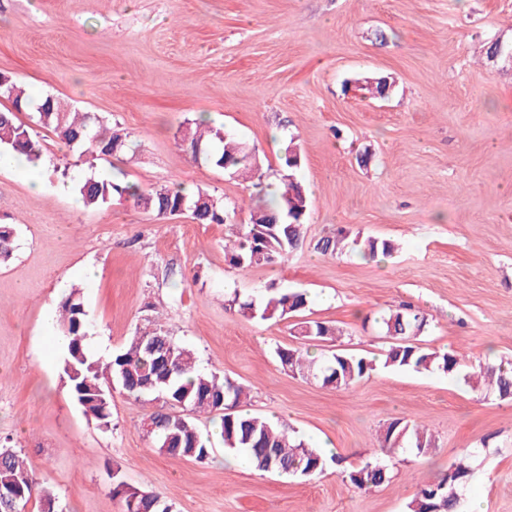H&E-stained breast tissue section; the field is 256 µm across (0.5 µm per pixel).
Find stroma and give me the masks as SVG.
Segmentation results:
<instances>
[{"label": "stroma", "mask_w": 512, "mask_h": 512, "mask_svg": "<svg viewBox=\"0 0 512 512\" xmlns=\"http://www.w3.org/2000/svg\"><path fill=\"white\" fill-rule=\"evenodd\" d=\"M492 42L512 47V0H0V73L128 135L123 153L94 159L38 129V193L0 169V224L15 228L0 264V444L68 512H121L117 476L174 512H408L417 489L468 450L460 512L475 499L512 512V399L381 367L336 389L275 355L288 346L380 358L377 318L409 305L428 318L421 346L472 364L512 361V60L487 57ZM372 75L389 77L388 97L365 88ZM202 113L255 151L260 175L192 158L181 132ZM292 141L301 164L290 171ZM288 174L310 197L302 249L234 268L230 224L260 205L258 178L277 187ZM90 175L206 192L230 223L159 219L117 196L75 206ZM340 230L398 251L384 262L322 255L317 241ZM75 286L94 357L168 330L199 369L245 386L241 410L328 452L325 471L305 481L239 464L207 415L197 419L212 445L206 462L163 454L141 427L157 402L119 388L110 427L98 426L74 402L54 344L57 308ZM270 287L304 291L306 309L248 320L232 303ZM305 320L341 335L306 340ZM396 418L425 425L435 448L399 453L388 482L355 489L348 472L376 457Z\"/></svg>", "instance_id": "35a3bbf8"}]
</instances>
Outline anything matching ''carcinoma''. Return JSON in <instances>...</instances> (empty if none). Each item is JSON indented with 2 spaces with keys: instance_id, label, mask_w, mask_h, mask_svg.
Here are the masks:
<instances>
[{
  "instance_id": "obj_1",
  "label": "carcinoma",
  "mask_w": 512,
  "mask_h": 512,
  "mask_svg": "<svg viewBox=\"0 0 512 512\" xmlns=\"http://www.w3.org/2000/svg\"><path fill=\"white\" fill-rule=\"evenodd\" d=\"M5 101L10 106L0 109L1 156L17 153L31 163L42 157V145L32 128L16 116L23 111L33 114L34 124L90 155L111 156L125 147L126 135L120 130L93 124L87 112L72 108L60 112L58 101L48 95L34 102L14 83ZM181 141L191 153L202 151L201 159L227 172L253 167L251 150L209 122L198 120L186 127ZM77 191L86 207H99L116 194H126L159 218L175 216L184 206L192 219L201 224H225L228 220L224 209L211 195L202 191L189 193L173 185L143 190L133 183L89 176L77 185ZM303 207L298 184L287 179L278 201L252 213L260 217L261 223L243 224L236 232L227 248L229 263L245 270L290 257L303 241ZM346 239L343 233L326 236L317 243V249L324 255L340 254ZM352 245L362 257L369 259L387 258L396 251L391 241L376 237L355 238ZM13 249V228L0 224V261L8 260ZM232 303L239 306L243 317L266 320L302 310L307 297L299 290L270 288L258 301L240 302L235 298ZM58 324L66 340L63 370L71 395L98 426L111 425L112 386L117 385L137 400L161 402L160 409L147 417L148 427L144 431L162 453L196 462L207 460L212 451L211 442L195 422L196 416L206 414L220 418L224 448L240 454L260 470L302 479L316 477L325 470L327 458L307 447L296 434L260 417L236 411L243 387L227 377L199 370L194 352L176 342L168 331L159 328L137 334L128 347L102 362L88 353L85 311L76 293H70L62 302ZM426 325L427 318L409 306L382 316L381 327L390 339V346L382 355L381 366L419 373H460L474 392L498 396L512 393L511 362H485L479 365V373L465 372L457 352L428 349L415 342L416 332ZM300 334L315 341L336 335V330L324 322L305 321ZM276 354L283 368L311 375L332 388H347L376 370L374 360L342 351L332 353L318 368L315 358L297 348L280 346ZM434 447L435 439L423 426L394 419L381 433V456L350 471L348 481L359 490L378 487L389 479V465L384 458L404 448L424 455ZM471 478L468 465L462 462L452 465L439 480L419 487L408 503L409 512H459L461 491ZM112 495L123 503V512H173L172 505L160 493L122 480L113 482ZM32 500L38 502V512H65L58 498L46 492L25 467L19 452L1 447L0 512H24Z\"/></svg>"
}]
</instances>
